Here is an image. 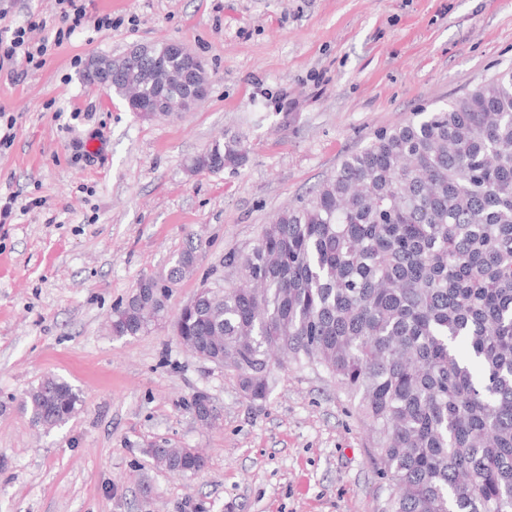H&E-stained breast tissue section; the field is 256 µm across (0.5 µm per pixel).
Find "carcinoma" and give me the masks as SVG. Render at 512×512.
Instances as JSON below:
<instances>
[{
  "label": "carcinoma",
  "mask_w": 512,
  "mask_h": 512,
  "mask_svg": "<svg viewBox=\"0 0 512 512\" xmlns=\"http://www.w3.org/2000/svg\"><path fill=\"white\" fill-rule=\"evenodd\" d=\"M169 45L153 48L178 74L187 61ZM151 65L112 74V90L147 104L179 96L180 83L152 81ZM241 157L239 141L216 139L190 170ZM199 250L142 278L114 309L112 335L165 319ZM224 262L243 284L201 288L174 320L195 357L233 369L253 404L288 361L326 369L377 437L392 512H512V68L378 132ZM82 404L50 375L18 408L52 429ZM144 454L183 478L205 466L165 441Z\"/></svg>",
  "instance_id": "carcinoma-1"
}]
</instances>
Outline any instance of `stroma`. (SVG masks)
Instances as JSON below:
<instances>
[{
  "label": "stroma",
  "mask_w": 512,
  "mask_h": 512,
  "mask_svg": "<svg viewBox=\"0 0 512 512\" xmlns=\"http://www.w3.org/2000/svg\"><path fill=\"white\" fill-rule=\"evenodd\" d=\"M120 27L77 34L19 83L0 76L15 118L0 146V512H389L375 437L323 370L294 362L253 404L234 371L194 357L172 318L264 224L298 204L377 131L448 103L512 66V0H91ZM172 39L208 65L194 111L141 120L88 83L74 57ZM61 120H54V113ZM240 162L189 173L216 138ZM194 273L169 319L113 336L112 310L163 275L190 242ZM48 374L83 394L44 433L15 403ZM206 392L217 425L186 403ZM195 448L185 479L155 467L149 442Z\"/></svg>",
  "instance_id": "stroma-1"
}]
</instances>
